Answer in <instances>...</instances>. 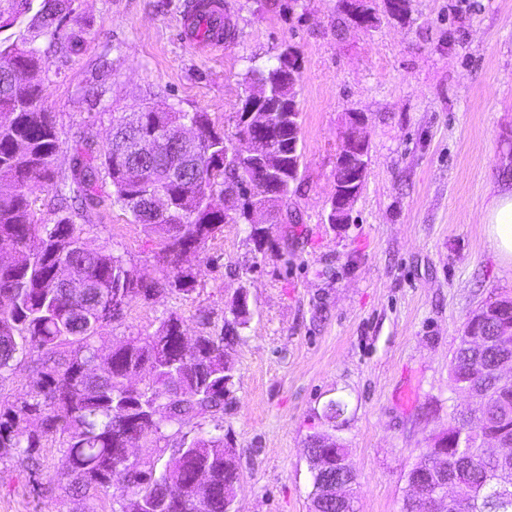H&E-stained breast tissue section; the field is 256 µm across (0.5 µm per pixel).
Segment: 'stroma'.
I'll use <instances>...</instances> for the list:
<instances>
[{
    "label": "stroma",
    "mask_w": 512,
    "mask_h": 512,
    "mask_svg": "<svg viewBox=\"0 0 512 512\" xmlns=\"http://www.w3.org/2000/svg\"><path fill=\"white\" fill-rule=\"evenodd\" d=\"M236 37L201 53L181 32L184 0H76L64 30L83 48L49 56L45 104L57 116V165L73 142L103 143L111 116L166 103L206 112L226 136L249 68L297 51L304 164L289 209L256 248L228 224L190 264L191 297L133 303L106 339L154 332L181 316L190 335L220 333L239 290L250 322L228 350L236 385L223 413L197 416L187 435L222 424L240 482L234 512H309L311 436L335 432L357 473L356 512H401L407 475L432 437L469 407L449 365L468 318L512 296L483 224L488 189L512 184V0H410L405 22L337 31L336 0H228ZM105 85L101 101L90 87ZM368 117L370 160L349 223H328L336 152L347 113ZM86 243L125 253L154 273L156 244L121 210L100 208ZM344 412L328 425L330 402ZM62 467L54 448L29 476L0 462V512H81L61 489L36 496Z\"/></svg>",
    "instance_id": "1"
}]
</instances>
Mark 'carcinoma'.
<instances>
[{
    "instance_id": "1",
    "label": "carcinoma",
    "mask_w": 512,
    "mask_h": 512,
    "mask_svg": "<svg viewBox=\"0 0 512 512\" xmlns=\"http://www.w3.org/2000/svg\"><path fill=\"white\" fill-rule=\"evenodd\" d=\"M73 2L0 0V31L31 14L21 41L0 39V240L12 246L0 249V382L22 363L29 368L23 390L0 398V460L34 467L42 449L59 444L66 468L58 472V487L81 498L83 512H99L106 502L111 512H225L224 494L234 492L239 469L224 447L223 425H215L212 433L181 436L176 456L162 467L155 460H128L122 450L129 444L166 442L168 431L180 433L191 418L224 410L234 387V370L224 364L226 347L247 327L249 311L232 313L219 335L201 332L190 354L175 341L182 319L173 313L161 318L152 334H132L107 351L97 343L122 324L131 303H147L157 292L187 298L196 291V273L180 266L178 256L201 252L224 227V209L210 208L215 193L235 195L242 217L260 199L255 187L245 183V162L224 164L227 139L209 114L171 105L133 113L132 126L122 134L126 139L159 136L187 120L198 124L206 152L180 180L171 179L170 171L185 152L165 142L153 155L130 151L119 158L110 140L100 147L79 141L72 165L54 168L60 140L56 114L44 106L48 58L33 44L49 36L56 51H78L82 32L61 34ZM275 68H253L248 79L266 82L274 98H296L294 85L278 80ZM17 71L26 73L25 81H17ZM107 180L110 205L158 241L157 276L151 279L131 258L86 248L84 225L74 222L73 213L51 224L35 220L31 195L36 184L50 185L64 208L77 204L85 217L102 204L98 187ZM151 187L168 193V214L157 217L147 209ZM494 358L493 353L469 357L460 344L452 356L450 386L461 389L471 383L488 407L483 425L463 415L453 417L462 430L459 448L436 462L427 477L430 493L445 475L468 487L453 512H512V465L498 464L483 451L487 431L512 418V378H489ZM341 452L347 448H330L319 435L311 438L310 512H354L350 487L356 475L338 500L326 492L336 479H321L316 472L323 458L336 471ZM199 471L208 476L204 490L196 489ZM407 481L402 512H418L415 471Z\"/></svg>"
}]
</instances>
